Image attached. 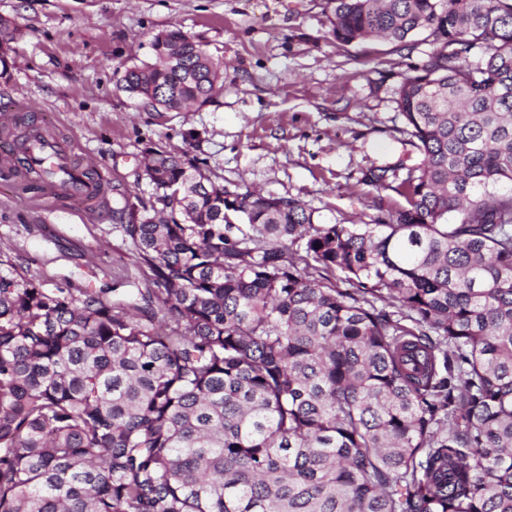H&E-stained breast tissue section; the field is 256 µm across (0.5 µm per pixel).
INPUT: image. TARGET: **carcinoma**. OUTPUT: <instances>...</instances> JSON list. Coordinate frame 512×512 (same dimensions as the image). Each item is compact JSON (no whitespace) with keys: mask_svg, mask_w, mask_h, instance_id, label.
Listing matches in <instances>:
<instances>
[{"mask_svg":"<svg viewBox=\"0 0 512 512\" xmlns=\"http://www.w3.org/2000/svg\"><path fill=\"white\" fill-rule=\"evenodd\" d=\"M330 2L342 44L431 39L420 162L315 224L153 148L154 202L112 209L146 287L0 272V512H512V0ZM152 51L122 81L155 111L223 89L183 31Z\"/></svg>","mask_w":512,"mask_h":512,"instance_id":"carcinoma-1","label":"carcinoma"}]
</instances>
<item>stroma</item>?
Returning <instances> with one entry per match:
<instances>
[{"instance_id": "35a3bbf8", "label": "stroma", "mask_w": 512, "mask_h": 512, "mask_svg": "<svg viewBox=\"0 0 512 512\" xmlns=\"http://www.w3.org/2000/svg\"><path fill=\"white\" fill-rule=\"evenodd\" d=\"M328 0H0L14 38L0 112L23 105L81 158L108 168L99 203L36 201L0 176V271L46 288H140L112 209L154 189L147 148L206 162L227 191L302 200L318 224L368 221L373 167L418 163L397 90L431 46L382 38L343 45ZM181 29L224 64L215 101L157 112L120 84L152 59L155 34ZM196 141H186L187 132Z\"/></svg>"}]
</instances>
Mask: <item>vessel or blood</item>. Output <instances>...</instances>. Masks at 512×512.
<instances>
[{
    "mask_svg": "<svg viewBox=\"0 0 512 512\" xmlns=\"http://www.w3.org/2000/svg\"><path fill=\"white\" fill-rule=\"evenodd\" d=\"M75 147L49 136L41 122L29 125L27 138L19 149L0 150V170L10 176H23L39 198L61 194L74 200L96 202L105 173L88 176V167L74 158Z\"/></svg>",
    "mask_w": 512,
    "mask_h": 512,
    "instance_id": "1",
    "label": "vessel or blood"
}]
</instances>
